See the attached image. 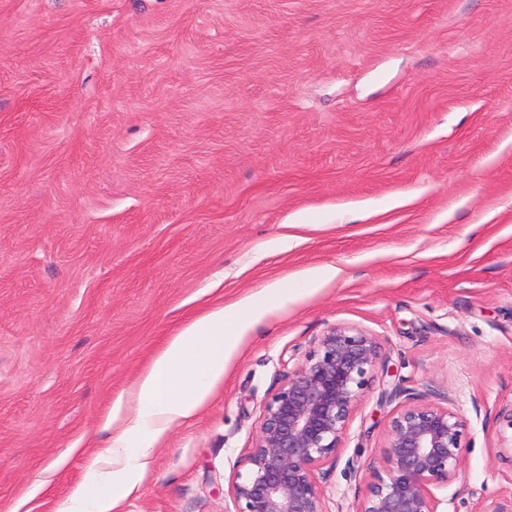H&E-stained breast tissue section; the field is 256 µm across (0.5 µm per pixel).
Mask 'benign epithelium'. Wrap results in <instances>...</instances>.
I'll list each match as a JSON object with an SVG mask.
<instances>
[{"label": "benign epithelium", "instance_id": "1", "mask_svg": "<svg viewBox=\"0 0 512 512\" xmlns=\"http://www.w3.org/2000/svg\"><path fill=\"white\" fill-rule=\"evenodd\" d=\"M379 343L335 326L264 406L249 465L230 493L236 512H332L320 474L345 440ZM468 432L450 399L408 397L392 417L382 454L356 512H441L461 471Z\"/></svg>", "mask_w": 512, "mask_h": 512}]
</instances>
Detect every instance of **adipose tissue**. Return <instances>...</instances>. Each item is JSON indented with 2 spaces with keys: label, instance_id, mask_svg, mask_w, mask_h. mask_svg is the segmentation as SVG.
Here are the masks:
<instances>
[{
  "label": "adipose tissue",
  "instance_id": "1",
  "mask_svg": "<svg viewBox=\"0 0 512 512\" xmlns=\"http://www.w3.org/2000/svg\"><path fill=\"white\" fill-rule=\"evenodd\" d=\"M298 291L278 283L263 289L261 299L220 307L194 320L174 337L140 379L133 401L117 397L109 423L118 425L102 460L93 495L76 494L57 512H114L138 484L155 445L174 422L195 414L211 389L224 378V363L243 332L271 305L297 300Z\"/></svg>",
  "mask_w": 512,
  "mask_h": 512
}]
</instances>
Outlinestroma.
Instances as JSON below:
<instances>
[{
  "mask_svg": "<svg viewBox=\"0 0 512 512\" xmlns=\"http://www.w3.org/2000/svg\"><path fill=\"white\" fill-rule=\"evenodd\" d=\"M276 282L301 297L118 512H234L266 401L335 326L380 352L330 506L364 498L396 386L467 424L448 512L512 496V0H0V512H54L166 344Z\"/></svg>",
  "mask_w": 512,
  "mask_h": 512,
  "instance_id": "stroma-1",
  "label": "stroma"
}]
</instances>
